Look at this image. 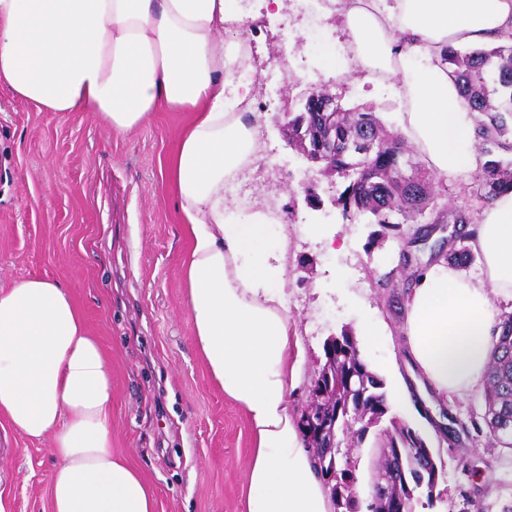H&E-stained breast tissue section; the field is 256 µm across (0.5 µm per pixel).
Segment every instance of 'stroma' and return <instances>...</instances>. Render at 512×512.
<instances>
[{"instance_id": "stroma-1", "label": "stroma", "mask_w": 512, "mask_h": 512, "mask_svg": "<svg viewBox=\"0 0 512 512\" xmlns=\"http://www.w3.org/2000/svg\"><path fill=\"white\" fill-rule=\"evenodd\" d=\"M262 17V54L289 42L291 62L280 86L289 102L329 82L345 105L373 107L396 130L400 103L380 84L328 77L323 50L344 55L350 37L340 11L315 0H241ZM275 111L255 115L258 149L250 172L228 196L248 195L255 208L287 212L269 226L267 245L288 277L291 327L306 349L293 410L309 398L329 336L351 330L362 357L394 389L416 381L401 329L416 267L430 250L411 246L410 226L383 232L348 221L332 203L342 183L311 169L290 148ZM189 113L154 112L123 135L87 112H47L0 84V288L39 276L66 284L89 332L112 362V449L147 476L157 512H246L252 439L244 410L211 377L194 336L183 278L188 248L169 161ZM317 185L320 209L302 186ZM450 503L415 512H471L483 502L501 512L512 502V454L486 435L459 431L442 449ZM56 461L49 439H31L0 420V506L5 512H52Z\"/></svg>"}]
</instances>
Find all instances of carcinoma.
<instances>
[{
	"label": "carcinoma",
	"mask_w": 512,
	"mask_h": 512,
	"mask_svg": "<svg viewBox=\"0 0 512 512\" xmlns=\"http://www.w3.org/2000/svg\"><path fill=\"white\" fill-rule=\"evenodd\" d=\"M448 68L459 90L477 112L475 136L481 154L486 157L473 182L462 188L460 200L439 202L434 177L416 157L405 138L391 134L373 108L336 105V176L347 181L336 198L342 213L357 217L369 214L375 223L401 232L397 217L429 219L432 224H469L470 203L492 202L500 194L512 192V162L503 155L512 153V44L488 49L463 51L450 48L446 54ZM324 115L318 112H294L289 118L288 138L303 132L305 144L314 143ZM438 246L434 256H441L466 268L473 259L467 248ZM352 333L336 345L335 409L349 415L367 414L380 417L389 410L384 378L374 371L353 348ZM482 419L494 445L512 453V439L500 432L502 421L512 426V315L500 323L487 368L483 391ZM428 436L409 423L394 419L383 432L380 456L382 466L371 483L378 512H392L398 505L414 512L413 486L392 476L390 464L402 460V468L411 479L423 477L439 484L445 482L442 461L436 467L422 464Z\"/></svg>",
	"instance_id": "obj_1"
}]
</instances>
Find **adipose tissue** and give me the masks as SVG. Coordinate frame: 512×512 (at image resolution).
<instances>
[{"label": "adipose tissue", "instance_id": "1", "mask_svg": "<svg viewBox=\"0 0 512 512\" xmlns=\"http://www.w3.org/2000/svg\"><path fill=\"white\" fill-rule=\"evenodd\" d=\"M350 36L339 72L386 81L404 106L397 131L436 176L480 170L475 113L446 47L512 31V0H344ZM236 0H0V82L50 112H89L123 135L166 108L192 113L170 172L189 249L194 333L211 375L247 415L253 450L247 512H331L295 425L290 392L306 354L290 329L286 270L265 247L270 217H231L224 188L247 170L256 131L252 81L226 40ZM472 278L438 260L409 299V352L431 389L463 400L483 387L512 297V192L477 224ZM112 367L61 282L0 289V419L51 441L52 512H156L143 474L112 450Z\"/></svg>", "mask_w": 512, "mask_h": 512}]
</instances>
